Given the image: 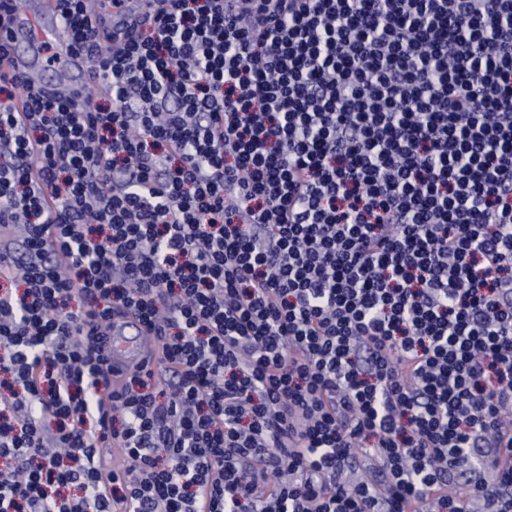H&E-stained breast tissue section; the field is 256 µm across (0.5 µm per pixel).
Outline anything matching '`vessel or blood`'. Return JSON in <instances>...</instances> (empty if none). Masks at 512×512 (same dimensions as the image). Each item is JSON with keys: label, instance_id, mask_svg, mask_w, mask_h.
I'll list each match as a JSON object with an SVG mask.
<instances>
[{"label": "vessel or blood", "instance_id": "vessel-or-blood-1", "mask_svg": "<svg viewBox=\"0 0 512 512\" xmlns=\"http://www.w3.org/2000/svg\"><path fill=\"white\" fill-rule=\"evenodd\" d=\"M153 8L152 0H135L131 11L102 15L101 22L108 29L124 31L132 20L146 16ZM63 39L57 0H38L36 7L29 13L14 15L9 35L10 50L0 67L35 77L41 63L39 46L44 43L58 46ZM60 74L76 84L86 83L88 74L83 56L64 52ZM107 346L112 356V365L119 371L141 365L155 349L153 342L146 338L141 323L132 318L113 324Z\"/></svg>", "mask_w": 512, "mask_h": 512}]
</instances>
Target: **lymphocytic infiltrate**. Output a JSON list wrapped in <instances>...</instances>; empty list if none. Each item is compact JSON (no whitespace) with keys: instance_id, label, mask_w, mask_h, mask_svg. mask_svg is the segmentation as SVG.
<instances>
[{"instance_id":"f902f5d3","label":"lymphocytic infiltrate","mask_w":512,"mask_h":512,"mask_svg":"<svg viewBox=\"0 0 512 512\" xmlns=\"http://www.w3.org/2000/svg\"><path fill=\"white\" fill-rule=\"evenodd\" d=\"M58 2L89 93L0 73V512H512V0ZM133 3L132 10L128 13L116 14H104L101 16L102 24L114 31H126L132 20L138 17H144L154 8L155 2L152 0H135ZM145 336L143 326L136 319H122L113 324L112 335L107 336V346L116 370L137 367L154 351V343Z\"/></svg>"}]
</instances>
